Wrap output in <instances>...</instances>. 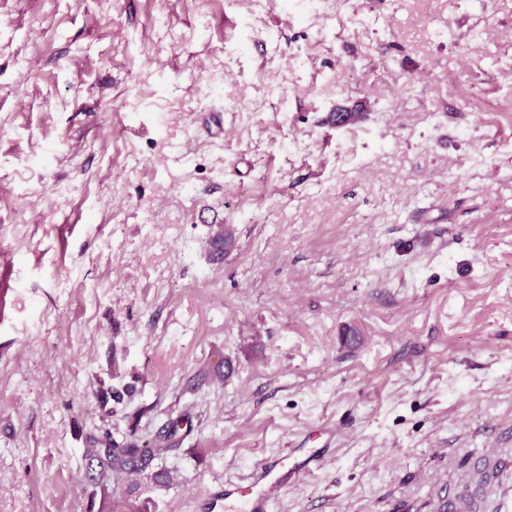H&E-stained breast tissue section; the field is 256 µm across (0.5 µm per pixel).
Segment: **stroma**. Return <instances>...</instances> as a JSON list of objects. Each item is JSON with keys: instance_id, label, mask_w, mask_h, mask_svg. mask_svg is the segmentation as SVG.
I'll list each match as a JSON object with an SVG mask.
<instances>
[{"instance_id": "stroma-1", "label": "stroma", "mask_w": 512, "mask_h": 512, "mask_svg": "<svg viewBox=\"0 0 512 512\" xmlns=\"http://www.w3.org/2000/svg\"><path fill=\"white\" fill-rule=\"evenodd\" d=\"M312 448L276 512H512V0H0V512ZM185 432H190L189 416L182 414L175 419H171L165 431L158 434L156 438L149 441L145 445H139L136 442H130L122 448H114L109 437H90L88 440V448L85 450V457L89 459L91 464L96 461V467L99 468L93 479L102 483L105 478L114 479L116 481L131 475L135 465L132 462L140 463L141 470L145 468L147 459L150 460L154 456L162 455L170 450L171 441L179 437L180 430L184 428ZM189 426V427H188ZM149 457V458H147ZM144 464V466H143Z\"/></svg>"}]
</instances>
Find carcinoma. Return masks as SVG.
I'll use <instances>...</instances> for the list:
<instances>
[{
    "label": "carcinoma",
    "instance_id": "cac0c4a2",
    "mask_svg": "<svg viewBox=\"0 0 512 512\" xmlns=\"http://www.w3.org/2000/svg\"><path fill=\"white\" fill-rule=\"evenodd\" d=\"M187 424H189V416L182 414L170 420L163 433L142 446L132 441L122 448H115L107 436L89 438L85 457L96 463L98 471L95 480L100 483L106 478L118 481L131 475V463L143 465L147 459L170 450L171 441L178 438L180 430Z\"/></svg>",
    "mask_w": 512,
    "mask_h": 512
}]
</instances>
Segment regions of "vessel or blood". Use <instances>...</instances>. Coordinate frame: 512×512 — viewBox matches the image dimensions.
<instances>
[{
  "label": "vessel or blood",
  "instance_id": "b4317fda",
  "mask_svg": "<svg viewBox=\"0 0 512 512\" xmlns=\"http://www.w3.org/2000/svg\"><path fill=\"white\" fill-rule=\"evenodd\" d=\"M323 459L320 450L310 452L304 463L289 464L286 459L274 458L260 461L251 476L248 497L243 505V512H271L272 494L275 490L288 484L300 470L311 469Z\"/></svg>",
  "mask_w": 512,
  "mask_h": 512
}]
</instances>
